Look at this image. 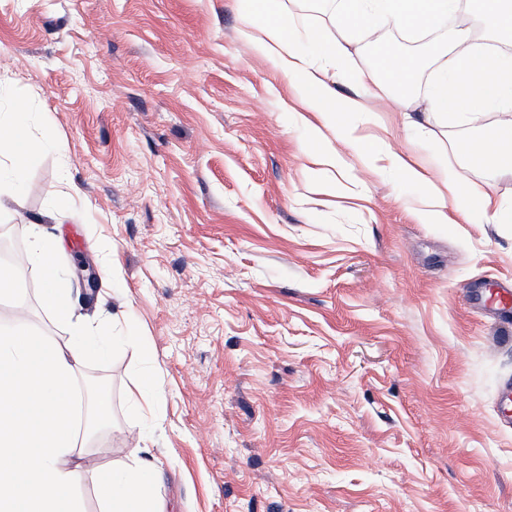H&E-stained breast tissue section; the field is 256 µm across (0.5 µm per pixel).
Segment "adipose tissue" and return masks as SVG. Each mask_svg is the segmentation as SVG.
Masks as SVG:
<instances>
[{
	"label": "adipose tissue",
	"instance_id": "adipose-tissue-1",
	"mask_svg": "<svg viewBox=\"0 0 512 512\" xmlns=\"http://www.w3.org/2000/svg\"><path fill=\"white\" fill-rule=\"evenodd\" d=\"M247 28L255 48L267 56L289 80L304 101L300 116L319 154L332 164L343 162L335 149L324 148V132L334 129L336 138L371 163H384L406 180L428 184L423 167L403 154L382 149L377 140L362 134L360 126L333 127L338 112H357L356 98L337 99L331 71L349 56L340 29L368 27L371 14L386 11L401 27L427 30L437 26L458 6V0H342L336 26L300 27L296 15L279 7V0H242ZM315 47L321 63L302 52L299 42ZM446 42L454 54L448 65L449 79L438 86L433 110L449 122L478 121L488 109L499 111L497 124L472 138L461 158L465 167H492L512 173V59L474 46L469 27L450 28ZM413 72L411 59L399 49L384 46L378 71L356 73L358 85L372 88L380 79L402 85ZM25 106L0 116V212L16 202L23 182L24 160L30 153ZM449 196L456 201L447 213L443 201L424 194L419 217L435 224H512V205L501 203L480 185L446 179ZM55 248L36 242L29 259L40 265L44 288L42 305L69 324L72 335L65 347L45 351L43 341L26 323L16 322L0 337V512H80L74 491L88 469L86 426L74 393L77 372L91 355L103 356L112 346V326L100 322L86 326L72 307L66 288L49 257ZM161 475L148 462H138L121 473L98 479L103 512H160L153 488Z\"/></svg>",
	"mask_w": 512,
	"mask_h": 512
}]
</instances>
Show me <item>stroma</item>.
<instances>
[{"mask_svg":"<svg viewBox=\"0 0 512 512\" xmlns=\"http://www.w3.org/2000/svg\"><path fill=\"white\" fill-rule=\"evenodd\" d=\"M243 28L240 0H0V113L24 103L37 144L0 265L41 232L87 323L124 314L77 375L112 397L82 512L97 471L144 455L166 512H512V341L471 300L512 281V225L428 224L395 172L313 164L303 103ZM347 38L342 97L378 43L416 60V125L388 86L361 103L442 186L473 132L424 119L441 33ZM42 288L27 262L0 334L22 319L65 347Z\"/></svg>","mask_w":512,"mask_h":512,"instance_id":"1","label":"stroma"}]
</instances>
